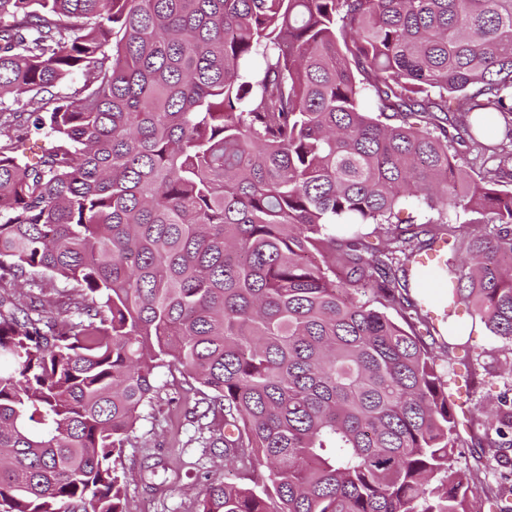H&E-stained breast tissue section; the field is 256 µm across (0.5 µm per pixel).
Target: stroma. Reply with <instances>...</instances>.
<instances>
[{
	"mask_svg": "<svg viewBox=\"0 0 512 512\" xmlns=\"http://www.w3.org/2000/svg\"><path fill=\"white\" fill-rule=\"evenodd\" d=\"M437 356L466 360L472 371H460L454 398L466 403L473 417L459 427L465 442L460 466L469 468L474 479L472 495L481 512H497L494 494L512 485V448L496 456V435L485 426L484 411L500 394L512 389V373L505 364L512 352L496 337L475 332L449 348L447 335L426 337ZM159 394L142 411L132 445L125 448L121 467L130 473L127 512H196L197 503L213 484L232 480L234 470L226 465L218 448L203 447L196 423L185 417L177 403L181 385L167 369L157 373Z\"/></svg>",
	"mask_w": 512,
	"mask_h": 512,
	"instance_id": "stroma-1",
	"label": "stroma"
}]
</instances>
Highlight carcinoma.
<instances>
[{
    "mask_svg": "<svg viewBox=\"0 0 512 512\" xmlns=\"http://www.w3.org/2000/svg\"><path fill=\"white\" fill-rule=\"evenodd\" d=\"M431 275L512 351V0H0V512H127L160 368L197 512H480ZM21 150L28 159L34 158L40 151L39 147L46 143L44 130H37L31 125H25L18 133Z\"/></svg>",
    "mask_w": 512,
    "mask_h": 512,
    "instance_id": "1",
    "label": "carcinoma"
}]
</instances>
